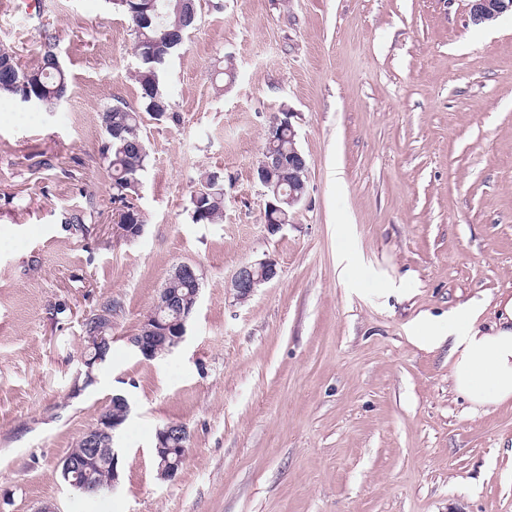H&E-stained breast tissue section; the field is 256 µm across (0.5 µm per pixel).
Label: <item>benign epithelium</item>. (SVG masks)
Returning a JSON list of instances; mask_svg holds the SVG:
<instances>
[{
  "label": "benign epithelium",
  "mask_w": 512,
  "mask_h": 512,
  "mask_svg": "<svg viewBox=\"0 0 512 512\" xmlns=\"http://www.w3.org/2000/svg\"><path fill=\"white\" fill-rule=\"evenodd\" d=\"M469 11L471 22L477 25L509 11L512 12V0H470ZM284 129L288 130V138L295 139L296 133L288 112L273 119L268 127L267 139L273 140L274 135ZM306 169H308L306 160L298 151L288 154L286 158L266 151L257 167L258 180L265 187L277 186L283 182L284 178L295 179L300 171ZM280 203L281 200L278 197L270 199L266 203L268 212L266 228L271 234L279 232L282 228ZM276 275V265L271 260L247 263L241 266L233 283L237 299L246 300L253 296L260 285L269 282ZM175 305V296L165 290L160 292L150 314L143 321L140 332L129 339V343L138 354L146 359H151L155 351L161 348L173 350L184 341L191 307L181 306L176 320L167 322L161 317L163 311ZM112 405L121 407V416L111 415L109 409L101 414L96 426L85 432L87 454L76 463L68 457L62 460V465L67 471L78 466L89 473L91 472L89 463L100 456L112 455V480L108 486L110 490L116 487L119 480L118 453L110 451L111 439L114 438L116 431L126 421L130 413L129 402L121 394L112 396ZM188 439V428L182 424H170L159 430L155 447L160 459L159 479L166 481L176 476L184 460L181 449H179V442Z\"/></svg>",
  "instance_id": "1"
}]
</instances>
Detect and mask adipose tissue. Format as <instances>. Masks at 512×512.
<instances>
[{
    "instance_id": "ef3b65f1",
    "label": "adipose tissue",
    "mask_w": 512,
    "mask_h": 512,
    "mask_svg": "<svg viewBox=\"0 0 512 512\" xmlns=\"http://www.w3.org/2000/svg\"><path fill=\"white\" fill-rule=\"evenodd\" d=\"M497 309L496 320L485 324L482 304L462 303L449 310L447 322H420L413 336L426 348L448 345L454 392L487 413L512 403V296Z\"/></svg>"
}]
</instances>
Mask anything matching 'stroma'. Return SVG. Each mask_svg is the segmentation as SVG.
<instances>
[{"label":"stroma","mask_w":512,"mask_h":512,"mask_svg":"<svg viewBox=\"0 0 512 512\" xmlns=\"http://www.w3.org/2000/svg\"><path fill=\"white\" fill-rule=\"evenodd\" d=\"M468 4L197 0L158 119L111 0H0V46L33 68L50 30L70 83L51 111L0 98V512H512V407L474 410L447 348L409 337L512 295V15L483 28ZM115 105L149 152L131 240L101 155ZM284 112L308 181L272 235L255 171ZM205 173L218 224L192 219ZM268 259L237 300L240 266ZM182 264L201 276L185 339L144 359L129 338ZM108 298L112 355L89 370L83 323ZM116 394L118 485L80 493L59 464ZM171 421L188 452L163 481ZM277 275L276 265L271 260L247 263L238 270L233 288L238 300L253 296L260 285L269 282ZM189 439V431L186 425L170 424L160 429L157 437L156 453L160 459L159 462V479L166 481L171 480L178 473L184 457L181 455V446L178 441H186Z\"/></svg>","instance_id":"stroma-1"}]
</instances>
